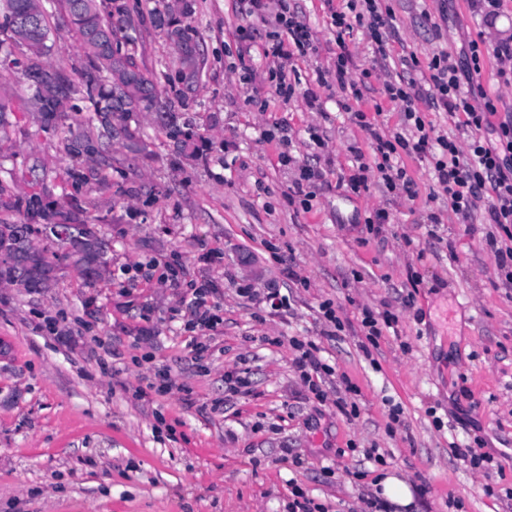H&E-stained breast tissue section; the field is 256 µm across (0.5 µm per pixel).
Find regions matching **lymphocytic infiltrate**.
Masks as SVG:
<instances>
[{"label":"lymphocytic infiltrate","instance_id":"lymphocytic-infiltrate-1","mask_svg":"<svg viewBox=\"0 0 512 512\" xmlns=\"http://www.w3.org/2000/svg\"><path fill=\"white\" fill-rule=\"evenodd\" d=\"M336 29L338 52L333 68L316 73V82L339 89L341 107L350 111L365 133V147H352L355 163L339 183L352 193L368 188V172L376 170L378 179L392 193L415 199V183L405 161L414 156L430 157L439 195L461 220H469L485 210L496 232L488 233L486 244L501 272L504 286L512 287V113L497 120V107L491 95L474 77L481 72V57L492 54L502 83L512 86V36L489 41L486 35L470 40L461 57L447 51L434 53L428 63L430 75L420 80L405 74L392 75L388 47L400 42L398 28L382 0H324ZM245 23L238 28L241 39H251L259 28H266L260 57L268 64V80L282 101H289L295 87L288 78V64L294 57H306L316 50L317 39L301 19L292 0H241ZM361 30L371 44L370 68L356 70L346 43L353 30ZM382 77L379 89L368 82L372 73ZM372 104L375 112L397 108L400 123L393 128L367 122L362 110ZM447 112L466 140L435 135L427 126L424 110ZM374 164H366V154ZM298 352L295 366L305 387L321 394L323 377L333 369L320 357L311 341L294 340Z\"/></svg>","mask_w":512,"mask_h":512}]
</instances>
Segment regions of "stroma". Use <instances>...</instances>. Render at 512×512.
I'll list each match as a JSON object with an SVG mask.
<instances>
[{
  "mask_svg": "<svg viewBox=\"0 0 512 512\" xmlns=\"http://www.w3.org/2000/svg\"><path fill=\"white\" fill-rule=\"evenodd\" d=\"M386 3L405 40L396 73L409 51L427 75L433 52L460 54L479 31L466 0H454L438 40L422 18L437 14L436 0ZM297 4L319 51L289 63L295 93L285 102L238 39L239 0H196L205 65L194 109L209 119L208 164L173 165L166 138L143 120L156 157L133 175L131 195L92 193L112 240L110 279L89 286L66 268L38 293L0 288V512H288L296 485L324 512H360V494L379 492L385 473L415 494L410 510L393 512H512V288L499 285L488 227L482 214L465 223L432 200L425 158L405 161L416 199L374 177L358 195L339 187L365 134L340 92L316 83L317 68L336 60L323 0ZM309 88L321 111L307 108ZM283 120L287 146L269 137ZM11 121L18 164H67L32 115L18 109ZM284 152L324 173L310 209L288 202L296 170ZM377 208L393 219L379 236L365 224ZM432 210L442 224L427 225ZM167 265L177 282L161 280ZM288 266L296 278L284 276ZM206 282L216 287L206 305L223 319L212 334L188 329L182 302ZM271 285L286 312L256 302ZM327 300L345 324L335 337L320 310ZM365 307L399 316L368 354ZM295 338L313 341L334 369L326 401L306 395ZM231 370L249 382L237 394L225 388ZM160 371L162 395L147 388ZM477 436L499 465L490 481L451 450ZM372 448L383 463L365 460Z\"/></svg>",
  "mask_w": 512,
  "mask_h": 512,
  "instance_id": "obj_1",
  "label": "stroma"
}]
</instances>
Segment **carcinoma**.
Listing matches in <instances>:
<instances>
[{
    "label": "carcinoma",
    "instance_id": "cac0c4a2",
    "mask_svg": "<svg viewBox=\"0 0 512 512\" xmlns=\"http://www.w3.org/2000/svg\"><path fill=\"white\" fill-rule=\"evenodd\" d=\"M77 34L83 57L80 67L53 61V14L45 11L29 22L33 0H5L0 6V73L19 74L33 94L27 101L37 114L40 130L59 138L71 162L56 174L61 183L59 199L44 201L38 183L30 191L14 193L15 167L7 166L13 154L4 150L9 125L8 103L0 100V283L29 285L48 279L52 287L60 265L73 267L84 282L94 285L109 273L112 243L78 204L91 181L107 184L114 171L110 150L119 144L126 150L127 168L153 154L152 143L140 127L143 113L153 114V124L171 143L176 161L204 160L198 113L191 111V95L204 68L198 32L188 23L195 0H181L175 11L169 0L149 11L139 0H60ZM159 32L180 48L175 71L150 68L144 61L146 34ZM48 71L63 85L58 92L36 89L37 77ZM78 79H73L72 74ZM23 212L24 221H10ZM35 224H65L66 239H54L49 247L37 241Z\"/></svg>",
    "mask_w": 512,
    "mask_h": 512
}]
</instances>
